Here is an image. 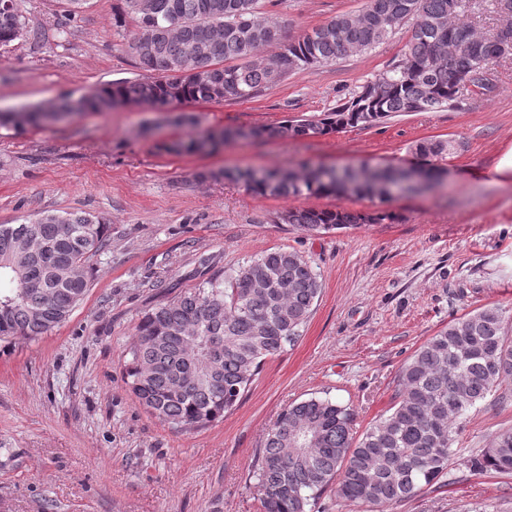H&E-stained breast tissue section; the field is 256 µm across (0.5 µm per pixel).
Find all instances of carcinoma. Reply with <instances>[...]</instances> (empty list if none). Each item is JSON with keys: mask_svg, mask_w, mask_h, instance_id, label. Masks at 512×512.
Masks as SVG:
<instances>
[{"mask_svg": "<svg viewBox=\"0 0 512 512\" xmlns=\"http://www.w3.org/2000/svg\"><path fill=\"white\" fill-rule=\"evenodd\" d=\"M119 0L112 28L146 76L107 84L94 93L50 102V109L18 118L0 112V127L69 120L83 112L140 105L245 100L292 73L370 50L411 23L402 61L336 107L313 119H285L249 137L296 140L371 127L403 112L452 108L464 89L484 87L495 31L474 15L478 0H364L304 34L287 36L288 18L268 16L259 0ZM24 30L20 0H0V46ZM279 50L258 59L271 44ZM243 138L237 128L197 137L170 149L202 153L206 146ZM448 143L424 140L415 154L430 191L441 168L432 163ZM302 175L270 170L257 181L250 170L210 173L240 181L261 195L303 193L376 196L402 176L392 165L313 168ZM385 210L289 209L279 221L305 234L383 224ZM111 246L110 226L85 212H47L20 224H0V339H35L66 322L89 290L93 262ZM321 293L312 265L299 251L279 248L249 260L229 277L211 276L148 310L129 351L128 385L145 409L177 432L208 427L233 409L266 360L299 337ZM503 312L482 307L448 324L401 366L394 403L362 435L355 410L311 396L284 407L258 458L259 512H314L327 489L365 512H390L448 469L457 420L512 378V341ZM474 474H512V428L468 460Z\"/></svg>", "mask_w": 512, "mask_h": 512, "instance_id": "carcinoma-1", "label": "carcinoma"}]
</instances>
